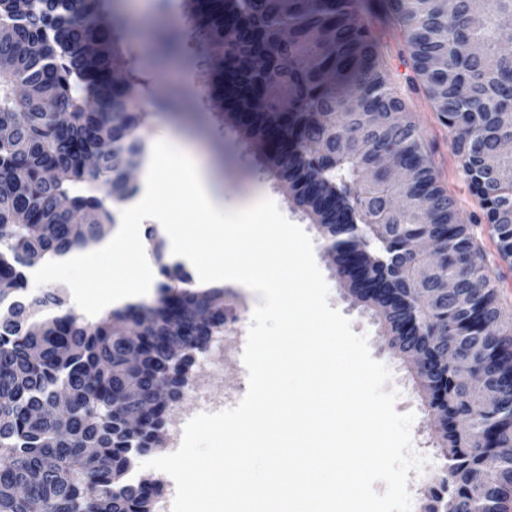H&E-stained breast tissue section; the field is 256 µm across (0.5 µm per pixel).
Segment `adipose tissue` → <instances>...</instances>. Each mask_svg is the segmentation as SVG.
<instances>
[{
  "label": "adipose tissue",
  "mask_w": 512,
  "mask_h": 512,
  "mask_svg": "<svg viewBox=\"0 0 512 512\" xmlns=\"http://www.w3.org/2000/svg\"><path fill=\"white\" fill-rule=\"evenodd\" d=\"M143 189L127 207L128 219L120 224L114 237L83 251L49 260L45 271L64 277L74 271L95 275L103 259H111L114 274L104 287L87 291L76 289L79 306L94 310L133 304L150 296L154 277L148 267L138 265L134 251L120 252L117 242L133 241L138 227L132 218L154 208L166 188L168 172H177L188 189L190 208L199 219L195 240H187L182 225L165 224V232L175 255L195 264L197 279L204 285L233 282L245 287L251 297L267 301L269 307L287 322L317 308L318 288L305 277L304 254L296 243L292 228L277 223L276 214L264 201L243 207H226L219 185L198 161L190 159L181 140L169 139L156 144L143 163ZM249 238L268 255L266 265L259 266L227 249L214 261L201 264L197 254L219 238ZM294 287H285L287 278Z\"/></svg>",
  "instance_id": "adipose-tissue-1"
}]
</instances>
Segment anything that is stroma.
<instances>
[{"mask_svg":"<svg viewBox=\"0 0 512 512\" xmlns=\"http://www.w3.org/2000/svg\"><path fill=\"white\" fill-rule=\"evenodd\" d=\"M122 9L134 25L125 31L117 47L131 59L136 70V94L144 112L140 132L144 138L166 131L187 143L211 168L224 193L227 205L233 206L256 196L275 202L280 212L290 222L301 227L313 241L314 259L329 287V305L349 319L355 333L365 335L371 356L385 364L392 373L391 388L399 396L397 412H410L414 421L410 428L412 446L426 463L409 474L408 489L413 505H420L425 487L439 484L442 462L435 455L430 443L434 432V416L421 400L412 381L407 361L394 356L388 349L380 323L371 312L355 303L336 282L333 271L324 255V241L314 225L298 210L280 184L261 170L255 154L241 150L235 144L236 133L225 124L221 115L208 110L198 96L196 71L185 63L183 47L193 38L190 27H183L178 51L154 61L156 46L143 42L138 24H145L153 31L169 30L173 21L182 18L181 0H170L169 8H162L159 0H123ZM384 42V66L392 85L403 99L409 118L416 124L422 148L431 164L438 184L451 195L458 209V216L473 234L479 249L478 259L491 278L497 303L505 324H512V257L502 256L491 224L471 190L462 170V160L453 148V136L442 123L432 102L418 80L407 46L394 29L380 27ZM177 172H170L169 191L161 198L156 210L140 215L139 234L133 241L139 262L148 263L156 282H163L162 266L177 267V259L170 247L164 246L161 256L149 250L150 241L163 242L165 236L159 214L179 213L188 235H196L197 221L187 210V199L178 188ZM189 385L184 402L200 401L203 395L223 391L225 408L235 407L247 391V370L244 364L224 372L208 373L206 354H198L189 371Z\"/></svg>","mask_w":512,"mask_h":512,"instance_id":"35a3bbf8","label":"stroma"}]
</instances>
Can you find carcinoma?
I'll use <instances>...</instances> for the list:
<instances>
[{"label": "carcinoma", "instance_id": "carcinoma-1", "mask_svg": "<svg viewBox=\"0 0 512 512\" xmlns=\"http://www.w3.org/2000/svg\"><path fill=\"white\" fill-rule=\"evenodd\" d=\"M194 44L190 61L202 94L228 120L263 171L290 191L324 242L339 241L336 274L370 309L400 353L429 359L415 372L436 418L445 463L430 512H503L512 497V335L502 327L494 286L477 261L474 236L455 200L437 184L416 125L383 68L374 20L399 29L413 69L453 133L473 193L512 256V156L493 157L512 136V0L472 8L456 0H185ZM124 24L100 0H0V126L26 113L14 139L0 142V512H150L156 486L131 476L133 459L156 447L171 408L153 404L155 384L183 391L184 375L208 336L224 333L227 289L201 291L179 269L149 302L108 312L95 323L64 309L53 289L31 295L26 270L49 256L85 249L114 224L111 204L137 191L120 161L141 160L140 101L113 32ZM234 32L224 69L211 52ZM282 90L292 108L266 95ZM52 96L64 124L40 109ZM395 153L414 172L412 206L388 212L398 188L380 172ZM74 214L91 217L73 224ZM428 237L439 255L437 287L455 294L419 303L410 272L421 263L408 243ZM467 298L466 305L457 297ZM35 323V336L27 326ZM137 363L127 359L131 349ZM462 353L495 400L468 390L465 369L445 360ZM134 399L124 396L128 386ZM68 392L67 403L58 393ZM140 428L126 419L146 406Z\"/></svg>", "mask_w": 512, "mask_h": 512}]
</instances>
